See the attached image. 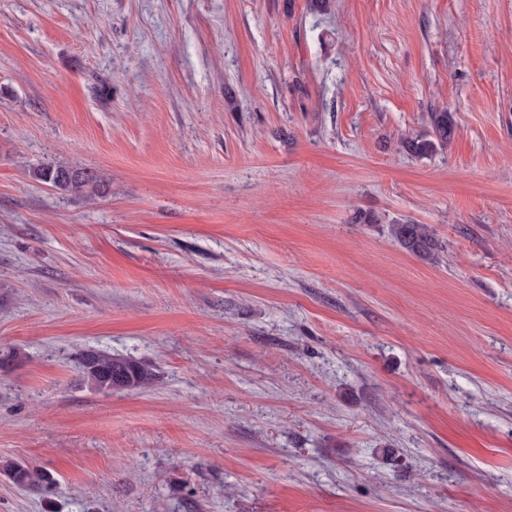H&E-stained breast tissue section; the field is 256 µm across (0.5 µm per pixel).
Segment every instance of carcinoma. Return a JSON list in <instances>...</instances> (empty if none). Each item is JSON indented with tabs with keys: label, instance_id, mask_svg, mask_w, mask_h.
<instances>
[{
	"label": "carcinoma",
	"instance_id": "1",
	"mask_svg": "<svg viewBox=\"0 0 512 512\" xmlns=\"http://www.w3.org/2000/svg\"><path fill=\"white\" fill-rule=\"evenodd\" d=\"M453 134V122L448 111L429 113L428 131L405 140L408 151L418 157L428 156L448 147ZM35 177L52 188L78 195L102 194L104 185L91 171L66 166L44 165L35 171ZM391 237L408 253L426 261L437 258L439 243L425 224H392ZM82 381L89 388L106 392L131 391L150 384L154 377L153 365L111 354L99 349L79 353ZM0 475L20 488L46 487L51 475L41 469L11 459L0 460Z\"/></svg>",
	"mask_w": 512,
	"mask_h": 512
}]
</instances>
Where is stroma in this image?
I'll return each instance as SVG.
<instances>
[{
    "label": "stroma",
    "mask_w": 512,
    "mask_h": 512,
    "mask_svg": "<svg viewBox=\"0 0 512 512\" xmlns=\"http://www.w3.org/2000/svg\"><path fill=\"white\" fill-rule=\"evenodd\" d=\"M8 347L0 512H512V0H0ZM453 134V122L448 110L430 112L428 131L405 140L408 151L418 157L428 156L448 147ZM35 177L52 188L78 195L102 194L104 184L91 171L66 166L44 165L35 171ZM391 237L408 253L426 261H434L438 255V239L426 224H393ZM82 381L89 388L108 392L131 391L149 385L155 375L153 365L99 349L82 350L78 358ZM0 475L20 488L48 487L53 481L48 472L11 459L0 460Z\"/></svg>",
    "instance_id": "obj_1"
}]
</instances>
